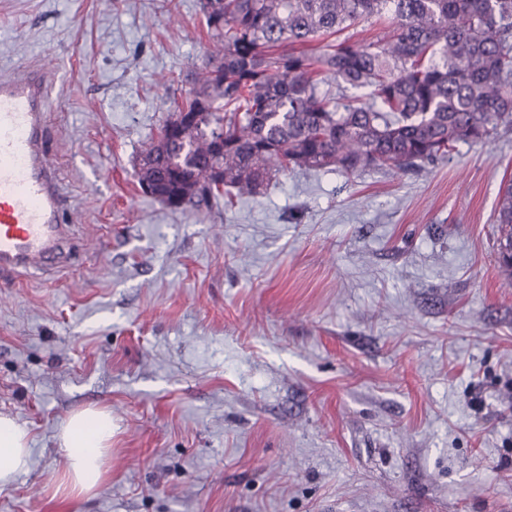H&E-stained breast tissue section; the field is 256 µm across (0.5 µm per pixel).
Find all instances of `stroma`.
<instances>
[{
    "label": "stroma",
    "mask_w": 512,
    "mask_h": 512,
    "mask_svg": "<svg viewBox=\"0 0 512 512\" xmlns=\"http://www.w3.org/2000/svg\"><path fill=\"white\" fill-rule=\"evenodd\" d=\"M212 37L200 0H0V68L56 72L81 218L67 267L0 280V512H512V131L395 175L293 170L174 212L135 157ZM112 412L111 479L55 490V435ZM495 221L501 230L499 263L502 272L512 277V181H504L498 194ZM31 460L28 429L12 417L0 415V486L12 484Z\"/></svg>",
    "instance_id": "35a3bbf8"
}]
</instances>
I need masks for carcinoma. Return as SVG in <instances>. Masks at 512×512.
<instances>
[{"instance_id": "obj_1", "label": "carcinoma", "mask_w": 512, "mask_h": 512, "mask_svg": "<svg viewBox=\"0 0 512 512\" xmlns=\"http://www.w3.org/2000/svg\"><path fill=\"white\" fill-rule=\"evenodd\" d=\"M212 49L137 160L173 210L260 193L277 174L398 173L512 128V0H201ZM362 44L345 32L382 14ZM336 43L318 54L301 47ZM499 263L512 277V181L498 194Z\"/></svg>"}]
</instances>
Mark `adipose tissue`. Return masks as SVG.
<instances>
[{
  "label": "adipose tissue",
  "instance_id": "ef3b65f1",
  "mask_svg": "<svg viewBox=\"0 0 512 512\" xmlns=\"http://www.w3.org/2000/svg\"><path fill=\"white\" fill-rule=\"evenodd\" d=\"M58 446L63 451L64 490L74 499L94 496L106 483V457L112 445V413L87 408L70 415L60 426ZM31 460L28 429L12 417L0 415V486L12 484L26 472Z\"/></svg>",
  "mask_w": 512,
  "mask_h": 512
}]
</instances>
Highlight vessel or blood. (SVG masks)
<instances>
[{"mask_svg": "<svg viewBox=\"0 0 512 512\" xmlns=\"http://www.w3.org/2000/svg\"><path fill=\"white\" fill-rule=\"evenodd\" d=\"M47 64L0 72V274L66 266L74 208L63 195L48 121Z\"/></svg>", "mask_w": 512, "mask_h": 512, "instance_id": "1", "label": "vessel or blood"}]
</instances>
